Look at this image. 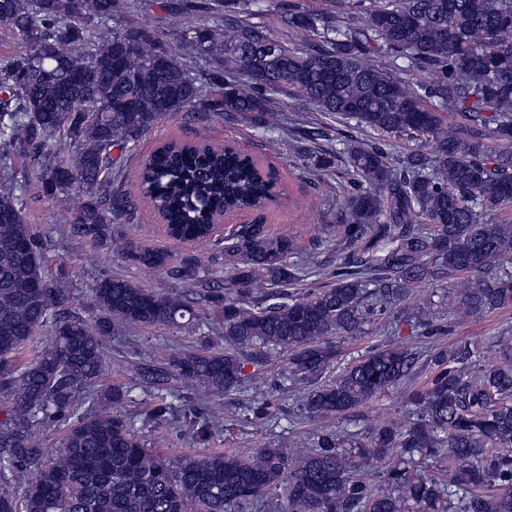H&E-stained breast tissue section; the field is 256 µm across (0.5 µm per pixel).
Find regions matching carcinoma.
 I'll return each instance as SVG.
<instances>
[{
	"label": "carcinoma",
	"mask_w": 512,
	"mask_h": 512,
	"mask_svg": "<svg viewBox=\"0 0 512 512\" xmlns=\"http://www.w3.org/2000/svg\"><path fill=\"white\" fill-rule=\"evenodd\" d=\"M247 2L215 0L210 11L222 6L225 16L198 22L178 55L166 34L117 21L136 0H0V27L19 41L0 56V167L30 161L24 179L64 206L77 188L85 201L68 209L73 233L187 285L162 294L105 276L92 288L101 316L90 322L70 308L22 200L0 192V393L10 397L0 414V512H277L280 496L288 512H512V343L490 367L468 343L380 344L327 378L340 358L334 339L362 334L422 282L452 289L453 319L512 307V222L499 217L512 209V0H334L331 11L293 3L278 36L230 13ZM111 20L115 33L96 40L90 27ZM183 55L218 70L193 74ZM414 70L433 79L404 77ZM287 89L379 136L308 158L330 177L346 155L336 233L347 256L320 265L291 232L241 224L224 238L230 275L221 280L194 257L174 266L169 253L112 235L129 207L107 189L113 150L196 109L275 127L271 95ZM404 138L415 146L398 154L392 140ZM275 181L246 151L208 145L157 148L139 174L169 235L200 248L219 244L215 213L266 207ZM315 268L327 287L287 291ZM212 309L224 347L185 350L149 373L144 411L125 410L130 387L101 384L114 327H200ZM282 352L288 375L269 385L268 363ZM391 390L405 391L412 421L320 430L301 448L246 456L169 458L136 427L190 406L204 445L224 425L201 392L242 394L254 418L271 422L291 393L319 420ZM61 420L70 424L51 456L34 434ZM377 464L386 491L372 483Z\"/></svg>",
	"instance_id": "obj_1"
}]
</instances>
